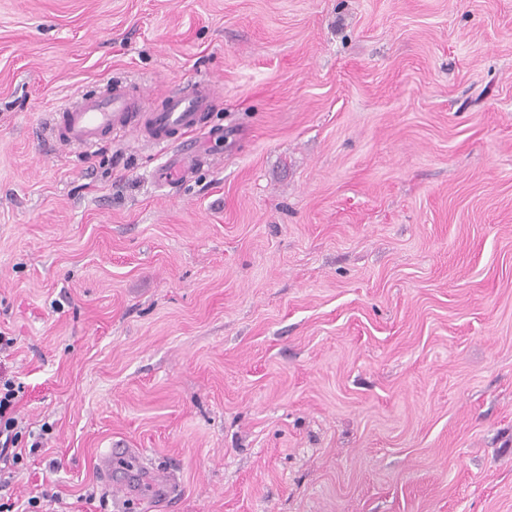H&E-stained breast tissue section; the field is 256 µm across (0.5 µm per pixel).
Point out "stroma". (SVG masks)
<instances>
[{
    "label": "stroma",
    "mask_w": 512,
    "mask_h": 512,
    "mask_svg": "<svg viewBox=\"0 0 512 512\" xmlns=\"http://www.w3.org/2000/svg\"><path fill=\"white\" fill-rule=\"evenodd\" d=\"M116 78L216 84L190 179L57 144ZM0 333L20 500L512 512V0H0Z\"/></svg>",
    "instance_id": "1"
}]
</instances>
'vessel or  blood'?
<instances>
[{
  "label": "vessel or blood",
  "mask_w": 512,
  "mask_h": 512,
  "mask_svg": "<svg viewBox=\"0 0 512 512\" xmlns=\"http://www.w3.org/2000/svg\"><path fill=\"white\" fill-rule=\"evenodd\" d=\"M217 88L197 80L176 86L162 96L160 106L145 110L143 98L120 80L103 91L73 99L53 117V134L62 144L85 151L119 133L136 132L156 145L179 146L178 160L163 167L157 180L167 184L186 178L200 161L192 141L207 124Z\"/></svg>",
  "instance_id": "1"
}]
</instances>
